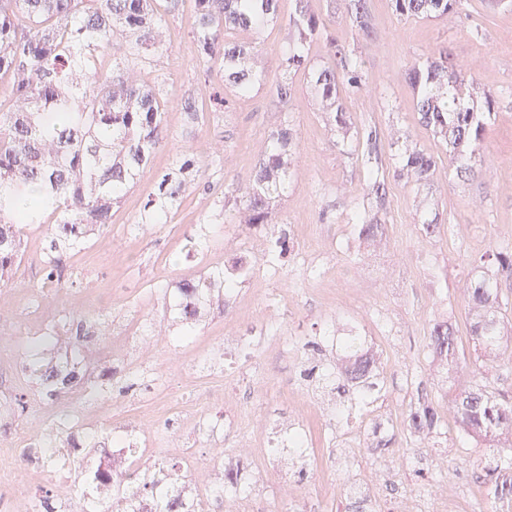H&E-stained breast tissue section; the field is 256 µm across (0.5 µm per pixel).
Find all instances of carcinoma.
Segmentation results:
<instances>
[{"label":"carcinoma","mask_w":512,"mask_h":512,"mask_svg":"<svg viewBox=\"0 0 512 512\" xmlns=\"http://www.w3.org/2000/svg\"><path fill=\"white\" fill-rule=\"evenodd\" d=\"M341 9L357 33L368 39L374 28L368 0H327ZM196 40L203 73L215 65L224 70L223 91L213 93L215 111L229 110L266 85L278 98L291 97L296 71L306 68L311 93L323 101L336 100L340 89L355 94L366 85L361 55L342 45L308 0H294L288 18L281 17L279 0H195ZM182 0H0V86L10 88V105L0 104V278L22 260L23 237L36 224L54 225L45 279L59 275L62 257L82 247L94 232L112 220L119 205L148 168L154 154L168 145L165 115L172 100L158 68L157 57L168 52L163 21L179 12ZM400 18H437L461 12L468 0H391ZM288 28V46L280 69L270 75L254 69L259 36L271 25ZM323 60L311 62L313 47ZM402 78L414 89V108L422 126L441 143L456 176L475 174L466 163L493 123L499 92L482 89L474 99L475 79L466 80L438 51L405 67ZM297 143L291 121L272 129L263 159L252 178L230 187L240 224L272 223L270 203L281 197L296 175ZM441 157L426 148L403 146L395 171L417 181L428 179ZM204 165L182 158L174 175H164L134 223L158 224L187 189L204 179ZM363 184L383 200L385 180L367 167ZM360 238H374L381 225L355 209L346 215ZM512 275V247L503 245L474 267L466 288L470 306L469 336L492 361L504 354L505 336L500 310L504 302L498 277ZM179 288L195 301L175 314L180 337L195 335L199 313L214 292L229 288L208 272L183 280ZM357 337L336 350L338 366L316 362L305 370L318 387L336 395V416L342 417L363 396L382 389L379 375L360 367ZM432 351L443 366L470 367L453 327L436 323L430 329ZM49 342L33 340L26 369L56 391L81 381L77 366L45 364L41 352ZM449 414L462 435L512 447V401L477 381L450 396ZM440 421L437 409L420 404L410 410L408 426L426 436ZM481 470L490 485L492 503L512 500V467L500 451L489 449ZM181 475H164L146 466L133 481L134 495L158 498L157 512L183 507L178 488Z\"/></svg>","instance_id":"cac0c4a2"}]
</instances>
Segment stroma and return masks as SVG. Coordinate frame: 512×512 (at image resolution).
<instances>
[{
	"instance_id": "obj_1",
	"label": "stroma",
	"mask_w": 512,
	"mask_h": 512,
	"mask_svg": "<svg viewBox=\"0 0 512 512\" xmlns=\"http://www.w3.org/2000/svg\"><path fill=\"white\" fill-rule=\"evenodd\" d=\"M471 2L472 9L463 14L400 19L390 0H370L375 36L364 44L344 14L328 13L339 41L361 49L369 91L357 96L343 92L339 101L351 117V140L362 145L368 137L377 139L379 153L370 164L385 179L382 200L364 194L365 164L345 153L305 73L295 76L286 105L263 88L229 111L211 113L205 123L183 111L181 101L205 102L207 86L223 85L224 75L216 68L206 75L200 68L192 36L193 0H185L182 10L166 19L165 38L172 48L161 58L160 68L176 101L166 114L172 144L156 152L111 224L68 255L60 278L61 288L82 298L67 319L80 327L84 350L96 356L124 325L147 318L161 321L163 305L177 283L199 278L206 270L204 259L187 251L188 238H206L219 250L247 247L244 227L224 218V188L252 173L268 132L286 119L292 121L299 143L297 177L274 204L272 218L276 229L292 238L294 249L280 262L274 282L249 280L238 300L214 298L183 355L157 349L143 378L107 376L99 379V389L122 408L140 407L151 396L155 373L178 379L195 370L199 384L223 386L236 400L241 432H249L260 418L295 426L299 418L280 400V387L289 382L312 393L315 383L304 370L318 357L315 345L329 326L343 324L363 326L383 380L373 406L355 408L343 423L326 400H318L320 470L301 476L286 465L281 473L262 476L253 459L228 441L224 455L235 458L237 473L250 489L251 512H350L352 503L344 491H324L325 483L344 472L364 483L375 473L385 476L363 512H402L408 500L418 504L419 512H443L449 503L455 512H490L488 487L477 470L485 450L473 441L460 442L446 414L448 385L429 347V333L434 324H451L465 350H472L464 295L470 263L512 244V96L499 100L496 119L476 157L484 174L460 180L443 163L433 177L409 182L394 177L391 158L392 143L407 137L427 148L434 145L432 135L418 123L412 88L399 77L407 63L444 48L462 75L476 76L482 87L512 85V9L490 7L486 0ZM184 150L205 162L202 184L186 192L166 223L134 229L148 194L156 191ZM358 205L381 224L377 238L359 239L343 222V215ZM424 215L437 220L438 235L426 234L420 222ZM50 233V225L39 227L37 256L23 258L0 282V291L16 302L14 327L37 311L58 306L57 298L41 288L39 255L48 250ZM243 305L268 342L244 363L224 351L225 326L238 321ZM24 342V337L0 329V369L14 376L17 393L29 403L27 411L12 415L21 434L44 422L53 402L48 388L24 369ZM420 402L443 413L422 441L411 436L407 420L411 406ZM192 404V391H185L161 427L203 463L211 449L193 426ZM283 479L292 495L278 493Z\"/></svg>"
}]
</instances>
